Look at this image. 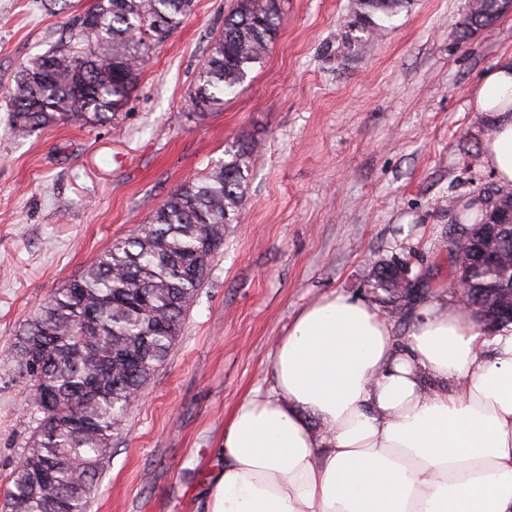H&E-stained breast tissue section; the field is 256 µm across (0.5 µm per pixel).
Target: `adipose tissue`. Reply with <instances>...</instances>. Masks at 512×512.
Segmentation results:
<instances>
[{"label": "adipose tissue", "mask_w": 512, "mask_h": 512, "mask_svg": "<svg viewBox=\"0 0 512 512\" xmlns=\"http://www.w3.org/2000/svg\"><path fill=\"white\" fill-rule=\"evenodd\" d=\"M473 102L499 115L482 162L512 190V57ZM273 375L224 426L207 512H512V327L450 300L400 348L388 316L332 293L277 339Z\"/></svg>", "instance_id": "1"}]
</instances>
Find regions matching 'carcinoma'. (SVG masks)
<instances>
[{"mask_svg": "<svg viewBox=\"0 0 512 512\" xmlns=\"http://www.w3.org/2000/svg\"><path fill=\"white\" fill-rule=\"evenodd\" d=\"M284 0H235L224 29L210 44L190 99L200 118L224 106V92L243 84L277 37ZM409 0H355L344 47L364 45L391 27ZM193 0H93L69 18L60 41L30 59L10 90L11 129L26 139L49 127L111 119L136 87L142 64L191 12ZM469 27L500 16L498 0H471ZM256 145L239 143L225 159L188 181L149 221L114 240L57 289L26 324L13 354L25 373L28 402L41 414L24 463L8 491L10 512H87L97 479L112 453L128 410L167 360L183 321L209 274L224 230L241 220ZM458 204L457 243L482 248L492 221L487 195ZM497 260L453 263V281L485 330L512 324L504 299L512 294V222L495 239ZM399 265L380 262L373 288L398 307Z\"/></svg>", "mask_w": 512, "mask_h": 512, "instance_id": "1", "label": "carcinoma"}]
</instances>
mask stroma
I'll list each match as a JSON object with an SVG mask.
<instances>
[{
    "instance_id": "stroma-1",
    "label": "stroma",
    "mask_w": 512,
    "mask_h": 512,
    "mask_svg": "<svg viewBox=\"0 0 512 512\" xmlns=\"http://www.w3.org/2000/svg\"><path fill=\"white\" fill-rule=\"evenodd\" d=\"M90 2L0 0V512L38 418L11 355L23 324L225 149L252 141L244 219L228 225L173 351L114 437L89 508L204 512L224 424L271 386L274 339L301 308L333 292L381 306L379 261L404 263L424 301L446 300L448 200L495 180L480 156L496 116L475 111L472 92L512 55V13L458 40L468 0H410L350 51L353 0H285L263 63L201 120L189 96L234 0H194L110 123L16 139L8 97L22 64Z\"/></svg>"
}]
</instances>
